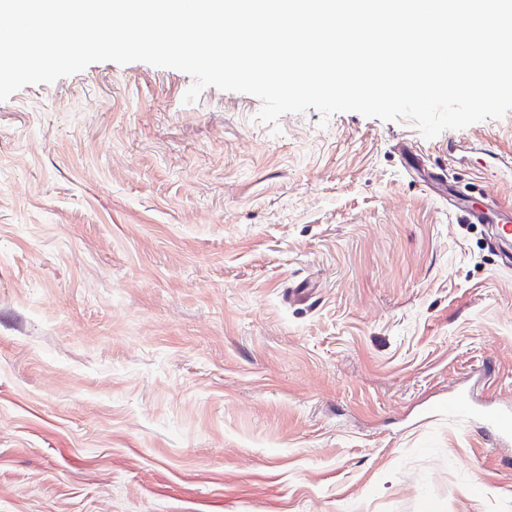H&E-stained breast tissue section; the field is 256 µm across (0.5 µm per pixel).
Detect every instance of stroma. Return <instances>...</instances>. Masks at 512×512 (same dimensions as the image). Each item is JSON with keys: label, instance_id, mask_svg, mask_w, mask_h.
Returning a JSON list of instances; mask_svg holds the SVG:
<instances>
[{"label": "stroma", "instance_id": "1", "mask_svg": "<svg viewBox=\"0 0 512 512\" xmlns=\"http://www.w3.org/2000/svg\"><path fill=\"white\" fill-rule=\"evenodd\" d=\"M192 83L105 61L0 101V512H512V269L454 207L512 194V111L271 126ZM440 406L448 413V417L457 419L467 418L472 412L470 399L462 392L448 396V401L442 402Z\"/></svg>", "mask_w": 512, "mask_h": 512}]
</instances>
